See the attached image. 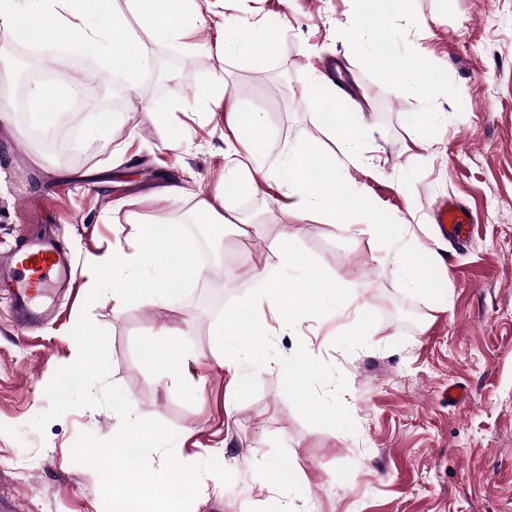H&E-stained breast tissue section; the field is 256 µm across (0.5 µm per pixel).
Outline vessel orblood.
<instances>
[{
	"mask_svg": "<svg viewBox=\"0 0 512 512\" xmlns=\"http://www.w3.org/2000/svg\"><path fill=\"white\" fill-rule=\"evenodd\" d=\"M436 220L444 238L459 242L468 216L463 206L448 201L439 209ZM71 260L59 240L36 238L22 243L10 261L0 267V276L14 279V304L20 326L32 327L45 322L52 309L37 301V294L47 288H65L71 281Z\"/></svg>",
	"mask_w": 512,
	"mask_h": 512,
	"instance_id": "b4317fda",
	"label": "vessel or blood"
}]
</instances>
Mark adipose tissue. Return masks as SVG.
Instances as JSON below:
<instances>
[{
  "instance_id": "obj_1",
  "label": "adipose tissue",
  "mask_w": 512,
  "mask_h": 512,
  "mask_svg": "<svg viewBox=\"0 0 512 512\" xmlns=\"http://www.w3.org/2000/svg\"><path fill=\"white\" fill-rule=\"evenodd\" d=\"M218 0H124L123 12H114L111 0H0V24L17 16L31 23L33 35L43 41L64 42L71 51L118 53L131 67H139L146 41L184 44L186 51L203 49L217 57L247 54L260 43L274 44L279 30L258 28L229 33ZM316 115L331 116L328 137L336 151L332 161L321 160L307 145L285 150L279 167L267 171L261 157L268 149L264 119L258 112L233 116V133L249 145L246 155L231 160L217 192L199 191L195 222L208 225L215 237H223L229 224V201L242 190L256 193L262 184L276 180L284 189L281 209L299 220H315L336 232L356 233L373 239L385 237L386 225L352 205L344 184L349 166L367 160V128L362 118L349 112L341 96L316 83L306 96Z\"/></svg>"
}]
</instances>
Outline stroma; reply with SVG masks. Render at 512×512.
Returning a JSON list of instances; mask_svg holds the SVG:
<instances>
[{
	"label": "stroma",
	"instance_id": "obj_1",
	"mask_svg": "<svg viewBox=\"0 0 512 512\" xmlns=\"http://www.w3.org/2000/svg\"><path fill=\"white\" fill-rule=\"evenodd\" d=\"M237 27L282 30L272 48L223 59L147 42L150 59L170 57L166 81L146 89L151 74L113 80L94 55L77 83L84 109L74 115L79 137L58 149L35 141V107L50 81L23 75L12 52L7 97L19 111L0 136V259L26 238L52 230L78 272L74 296L61 293L57 320L34 333L16 327L10 287L0 281V512H104L94 470L73 462L83 431L106 439L119 422L112 410H72L45 433L29 421L49 410L45 389L72 363L71 336L81 310L108 333L110 382L140 417L173 428L176 456L195 463L216 455L234 479L205 476L191 512H512V0H406L401 11L361 12L358 0H223ZM360 16L364 34L351 41L346 21ZM387 40L408 59L403 84L375 53ZM341 62L338 84L362 107L372 161L350 169L356 202L377 214L389 234L371 240L297 222L274 198L243 193L230 206L238 218L216 245L236 257L213 263L190 293L170 305L151 297L119 305L104 296L86 305L84 273L93 257L127 246L128 213L186 222L199 188L215 191L245 142L231 132L229 108L262 113L275 167L284 148L315 143L321 159L333 145L304 94L320 62ZM224 75V107L216 113L170 114L194 98L216 73ZM152 103L161 115L142 112ZM114 124L108 144L85 131L100 113ZM109 171L113 183L91 186L82 172ZM181 183L184 193L163 190ZM470 218L466 246L443 239L434 210L443 198ZM299 223L298 244L350 289L348 310L305 317L294 329L267 317L277 353L305 346L347 380L343 400L355 433L307 424L286 397L277 362L257 373L258 394L236 403L237 380L224 368L213 329L220 310L256 285L255 271L280 265L278 238ZM423 224L414 256L433 297L408 291L386 252L404 224ZM155 348L154 360L144 359ZM189 362L174 374L179 356ZM466 399L449 403L448 387Z\"/></svg>",
	"mask_w": 512,
	"mask_h": 512
}]
</instances>
